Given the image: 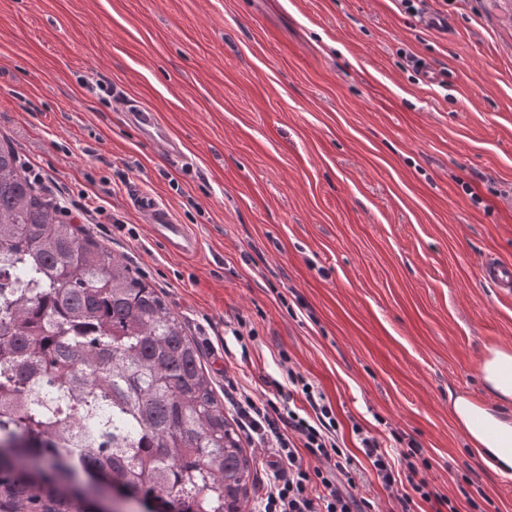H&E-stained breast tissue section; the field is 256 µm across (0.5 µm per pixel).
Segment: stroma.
<instances>
[{"label":"stroma","instance_id":"stroma-1","mask_svg":"<svg viewBox=\"0 0 512 512\" xmlns=\"http://www.w3.org/2000/svg\"><path fill=\"white\" fill-rule=\"evenodd\" d=\"M0 0V144L162 293L216 389L301 372L330 400L356 495L398 512L358 431L421 448L458 508L512 512V479L450 411L485 346L512 345V0ZM155 112L181 160L126 110ZM200 241L168 254L134 193ZM243 322L246 337L229 326ZM481 279L496 288L499 294L512 295V264L494 258L487 259L480 269Z\"/></svg>","mask_w":512,"mask_h":512}]
</instances>
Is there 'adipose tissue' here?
Segmentation results:
<instances>
[{"mask_svg": "<svg viewBox=\"0 0 512 512\" xmlns=\"http://www.w3.org/2000/svg\"><path fill=\"white\" fill-rule=\"evenodd\" d=\"M478 373L496 405L458 393L451 398V414L470 449L498 475L512 479V415L504 410L512 404V348L485 347Z\"/></svg>", "mask_w": 512, "mask_h": 512, "instance_id": "1", "label": "adipose tissue"}]
</instances>
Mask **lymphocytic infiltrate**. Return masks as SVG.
<instances>
[{
    "label": "lymphocytic infiltrate",
    "mask_w": 512,
    "mask_h": 512,
    "mask_svg": "<svg viewBox=\"0 0 512 512\" xmlns=\"http://www.w3.org/2000/svg\"><path fill=\"white\" fill-rule=\"evenodd\" d=\"M288 385L274 395L240 393L233 399L248 440L272 448L274 479L259 504L260 512H371L367 498L349 493L354 485L351 459L345 458L336 441V415L320 390L295 370L287 372ZM303 396L308 409L289 406L295 396ZM362 451L387 489L406 479L412 491L402 494V512H413L415 500L431 505L434 512H459L448 496L433 491L416 463L417 448L401 452L398 462L376 437L361 439ZM313 456L316 467L305 466L304 455Z\"/></svg>",
    "instance_id": "1"
}]
</instances>
